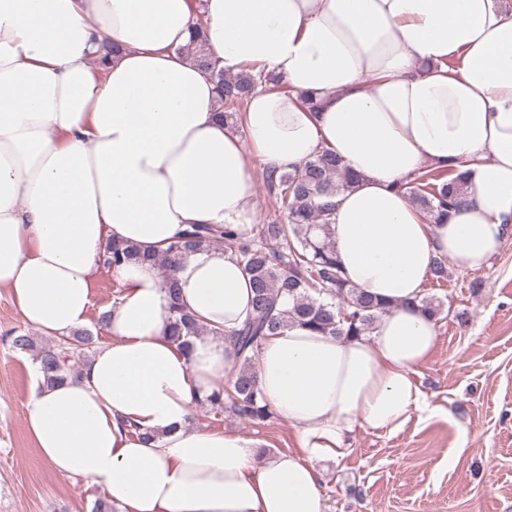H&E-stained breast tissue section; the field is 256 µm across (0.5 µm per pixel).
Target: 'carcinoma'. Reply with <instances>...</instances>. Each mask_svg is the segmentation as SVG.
<instances>
[{
	"instance_id": "1",
	"label": "carcinoma",
	"mask_w": 512,
	"mask_h": 512,
	"mask_svg": "<svg viewBox=\"0 0 512 512\" xmlns=\"http://www.w3.org/2000/svg\"><path fill=\"white\" fill-rule=\"evenodd\" d=\"M180 51L214 77L222 115L233 126H240L250 94L258 89H286L261 70L225 74L210 58L201 35ZM354 183L355 175L342 159L322 150L299 167L278 175L266 174L269 194L283 216L281 222L258 224L248 235L227 226L192 224L178 240L153 254H144L133 245H106L102 264L107 268L150 259L161 270L170 299V339L182 349L189 347L191 337L204 334L205 328L182 306L173 269L188 254L212 246L237 257L254 288L253 314L233 336L239 358L233 382L200 402L214 415L253 424L274 418L275 411L263 401L251 364L252 354L266 337L291 325L326 336H366L388 308L387 303L343 279L336 259L330 232L334 205L330 199ZM399 188L427 216L439 221L456 206L462 183L447 170L428 169L407 178ZM92 339V334L82 329L52 345L38 347L32 336L22 331L8 336L14 350L31 353L42 374L43 387L78 377L76 366L86 362Z\"/></svg>"
}]
</instances>
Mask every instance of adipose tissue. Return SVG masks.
Wrapping results in <instances>:
<instances>
[{"mask_svg":"<svg viewBox=\"0 0 512 512\" xmlns=\"http://www.w3.org/2000/svg\"><path fill=\"white\" fill-rule=\"evenodd\" d=\"M203 23L225 73L261 69L283 91L247 101L243 130L183 54ZM357 175L335 197L342 274L388 308L370 336L301 326L253 357L264 401L298 447L263 454L192 425L237 362L252 288L235 256L180 260L181 302L206 327L181 351L152 261L112 268L110 342L77 379L37 391L25 426L42 461L109 494L115 512H324L319 462L355 430L396 432L427 398L416 382L437 324L421 310L436 257L486 268L512 227V11L504 0H0V288L48 336L88 322L107 243L166 248L192 224L252 228L255 166L321 150ZM455 169L447 219L398 185Z\"/></svg>","mask_w":512,"mask_h":512,"instance_id":"adipose-tissue-1","label":"adipose tissue"}]
</instances>
